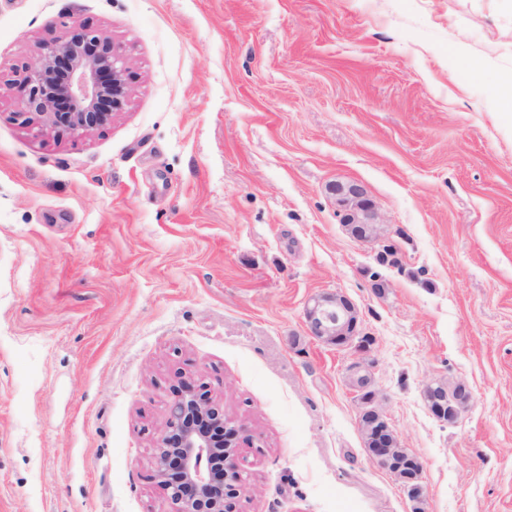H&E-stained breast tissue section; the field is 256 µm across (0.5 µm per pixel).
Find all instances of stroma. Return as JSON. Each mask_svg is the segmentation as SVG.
Returning a JSON list of instances; mask_svg holds the SVG:
<instances>
[{"instance_id":"35a3bbf8","label":"stroma","mask_w":512,"mask_h":512,"mask_svg":"<svg viewBox=\"0 0 512 512\" xmlns=\"http://www.w3.org/2000/svg\"><path fill=\"white\" fill-rule=\"evenodd\" d=\"M82 26L126 49L128 100L39 133L19 72ZM461 44L512 71V0H0V512H172L153 455L184 380L249 427L238 512H412L349 353L306 333L326 291L373 340L423 512H512V127ZM434 379L471 389L456 425ZM327 191L335 200L340 223L350 237L363 244H378L383 249H392L391 245L384 244L383 217L362 183L336 180L327 185ZM424 399L429 412L441 423L456 424L468 410L472 392L463 382L436 380L424 387Z\"/></svg>"}]
</instances>
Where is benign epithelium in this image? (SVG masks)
Instances as JSON below:
<instances>
[{
	"label": "benign epithelium",
	"mask_w": 512,
	"mask_h": 512,
	"mask_svg": "<svg viewBox=\"0 0 512 512\" xmlns=\"http://www.w3.org/2000/svg\"><path fill=\"white\" fill-rule=\"evenodd\" d=\"M128 57L111 37L83 28L63 39L38 44L33 60L23 68L26 95L21 113L37 116L41 132L63 129L87 134L112 121L130 94ZM72 104L60 112L57 104ZM340 223L363 244L390 248L382 235L383 217L367 188L357 181L327 185ZM309 336L338 350L353 349L358 358L347 368V382L359 406V429L368 459L390 474L420 512L424 485L422 464L404 447L378 404L375 362L366 358L372 340L362 335L359 312L341 292L311 296L304 308ZM429 412L453 425L468 410L472 392L463 382L432 381L424 387ZM247 426L224 415V409L184 380L168 407L161 443L153 465L174 512H235V499L244 490L237 453ZM222 460L224 476L214 477L213 463Z\"/></svg>",
	"instance_id": "obj_1"
}]
</instances>
